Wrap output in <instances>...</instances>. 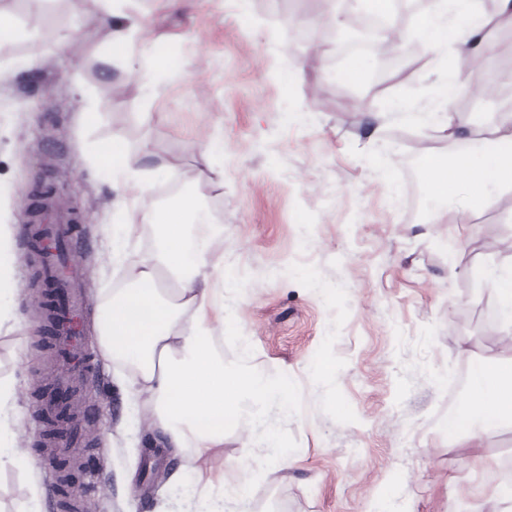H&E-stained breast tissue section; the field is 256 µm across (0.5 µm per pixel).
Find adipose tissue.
Segmentation results:
<instances>
[{
  "instance_id": "adipose-tissue-1",
  "label": "adipose tissue",
  "mask_w": 512,
  "mask_h": 512,
  "mask_svg": "<svg viewBox=\"0 0 512 512\" xmlns=\"http://www.w3.org/2000/svg\"><path fill=\"white\" fill-rule=\"evenodd\" d=\"M448 0H427L424 19L436 36L449 33L454 50L481 61L492 30L512 24V0H500L496 14L457 25L448 17ZM492 147L480 165L462 162L453 177L441 174L442 161L425 158L431 194L456 204L466 214L512 191V113H502L493 129ZM153 230L155 250L133 269L132 285L110 289L99 331L105 356L129 372L133 401L144 402L165 446L188 452L197 462V484L210 490L224 477L208 466L227 430L253 440L268 406L287 408L290 392L278 377L259 374L247 361L227 366L211 319L224 314V291L210 285L208 267L214 239L222 226L209 223L194 198L143 210ZM481 277L494 288L506 316L503 346L493 359L470 370L468 401L448 422V438L483 445L484 434L512 427V261L483 267Z\"/></svg>"
}]
</instances>
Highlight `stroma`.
I'll list each match as a JSON object with an SVG mask.
<instances>
[{
    "label": "stroma",
    "instance_id": "stroma-1",
    "mask_svg": "<svg viewBox=\"0 0 512 512\" xmlns=\"http://www.w3.org/2000/svg\"><path fill=\"white\" fill-rule=\"evenodd\" d=\"M351 6L114 0L137 51L130 67L99 0H0L18 29L0 41V225L14 239L7 273L18 289L14 318L0 324V378L14 383L0 411L13 429L0 512H54L58 471L41 453L35 403L61 369L41 342L47 288L19 242L45 193L76 226L72 285L102 373L81 398L56 396L89 417L85 465L68 487L80 512L188 508L195 465L169 448L152 455L161 435L98 342L103 298L130 272L112 255L129 215L94 160L116 136L132 168L153 170L152 205L173 184L224 227L211 255L236 283L224 293L233 318L214 324L226 364L250 345L251 366L295 390L287 410L265 414L271 437L253 450L262 465H231L243 436L225 434L210 466L226 490L244 491L252 512H504L496 490L512 482V429L487 436L474 470L447 425L458 373L501 349L502 324L486 321L497 295L477 272L512 258V193L463 219L428 193L421 215L407 211L405 160L450 154L419 114L443 95L438 78L457 55L430 54L417 9L401 24L412 71L373 51L337 56ZM466 82L487 89L460 98L483 123L512 108V26ZM317 362L330 367L321 381L309 375ZM277 449L290 465L273 461Z\"/></svg>",
    "mask_w": 512,
    "mask_h": 512
}]
</instances>
